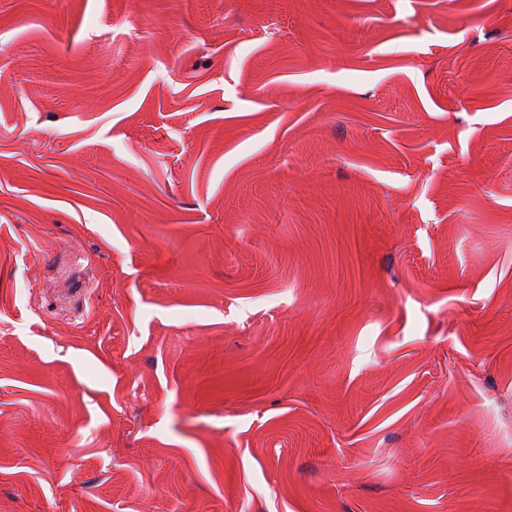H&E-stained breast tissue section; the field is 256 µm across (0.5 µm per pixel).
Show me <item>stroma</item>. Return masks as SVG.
I'll return each instance as SVG.
<instances>
[{"mask_svg": "<svg viewBox=\"0 0 512 512\" xmlns=\"http://www.w3.org/2000/svg\"><path fill=\"white\" fill-rule=\"evenodd\" d=\"M0 512H512V0H0Z\"/></svg>", "mask_w": 512, "mask_h": 512, "instance_id": "35a3bbf8", "label": "stroma"}]
</instances>
